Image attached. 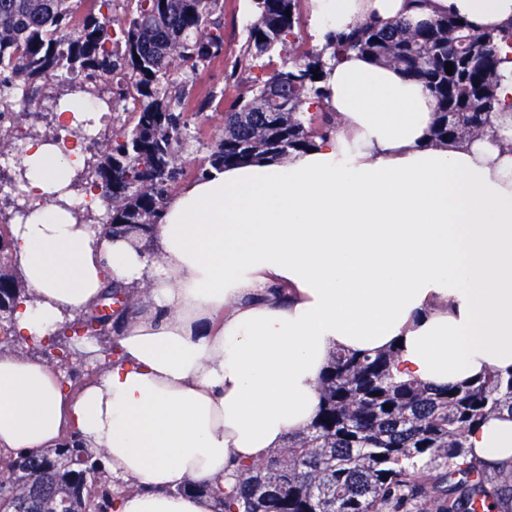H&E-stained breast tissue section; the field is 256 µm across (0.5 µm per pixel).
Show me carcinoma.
<instances>
[{
  "instance_id": "1",
  "label": "carcinoma",
  "mask_w": 512,
  "mask_h": 512,
  "mask_svg": "<svg viewBox=\"0 0 512 512\" xmlns=\"http://www.w3.org/2000/svg\"><path fill=\"white\" fill-rule=\"evenodd\" d=\"M0 0V154L16 146L4 120L31 113L54 82L69 83L84 100L118 106L131 121L110 136L88 137L74 120L69 136L87 143L88 173L102 185L98 223L116 233L150 237L198 142L191 117L212 108L214 94L195 95L177 69L196 71L224 56V0H134L123 16L115 0ZM301 0H252L254 20L241 58L226 74L239 84L271 53L279 69L250 77L224 113V131L208 146L196 178L259 157L287 158L336 132L337 113L325 106L327 61L349 52L372 57L422 82L436 102V141L459 144L484 130L503 152L488 115L498 98L502 45L512 47V22L491 32L453 14L426 23L409 17L368 19L317 48L295 33ZM454 64L446 74V63ZM118 91H100L102 81ZM0 255V313L12 314L26 288ZM147 293L114 284L76 321L120 335L142 313ZM396 353H332L318 381L316 417L271 451L259 469L241 468L238 482L189 481L179 493L210 496L215 512H512V460L469 455L467 433L485 419L512 417V371L489 370L457 385L434 388L393 373ZM137 487L112 477L100 456L73 433L54 448L0 456V512H112Z\"/></svg>"
}]
</instances>
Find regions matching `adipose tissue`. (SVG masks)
<instances>
[{
	"instance_id": "obj_1",
	"label": "adipose tissue",
	"mask_w": 512,
	"mask_h": 512,
	"mask_svg": "<svg viewBox=\"0 0 512 512\" xmlns=\"http://www.w3.org/2000/svg\"><path fill=\"white\" fill-rule=\"evenodd\" d=\"M309 0L315 36L367 18L437 14L481 30L512 0ZM326 105L342 124L286 159L212 172L167 202L146 253L87 223L98 200L71 190L78 147L31 141L32 207L12 227L30 298L13 313L27 341L52 336L113 282L151 304L117 341L122 360L77 394L61 371L0 353V448L55 445L64 428L140 485L115 512H213L178 494L188 480L233 482L306 428L332 351L397 352V376L435 387L512 370V113L488 139L433 142L435 100L421 82L358 53L328 63ZM284 295H276V288ZM470 454L512 458V420L467 437Z\"/></svg>"
}]
</instances>
